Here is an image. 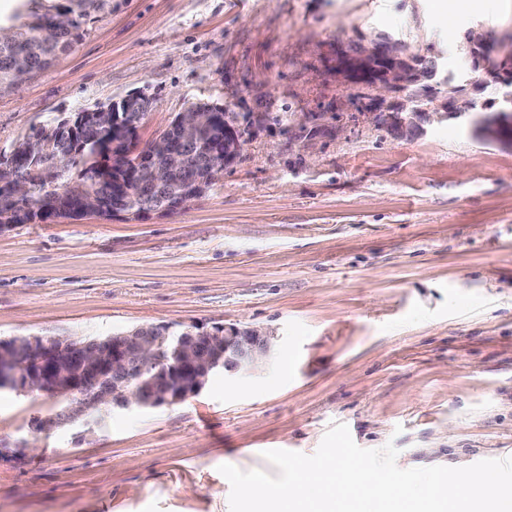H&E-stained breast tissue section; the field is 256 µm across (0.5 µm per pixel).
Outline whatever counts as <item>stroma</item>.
I'll use <instances>...</instances> for the list:
<instances>
[{
	"instance_id": "stroma-1",
	"label": "stroma",
	"mask_w": 512,
	"mask_h": 512,
	"mask_svg": "<svg viewBox=\"0 0 512 512\" xmlns=\"http://www.w3.org/2000/svg\"><path fill=\"white\" fill-rule=\"evenodd\" d=\"M86 29L0 91V156L136 91L140 145L196 103L251 118L249 141L176 213L0 233V339L234 323L275 342L89 429L36 433L59 399L0 391V512H230L219 466L277 475L266 451L313 454L338 423L403 469L512 457V147L454 122L396 138L336 73L378 34L465 72L460 36H511L512 0H112Z\"/></svg>"
}]
</instances>
